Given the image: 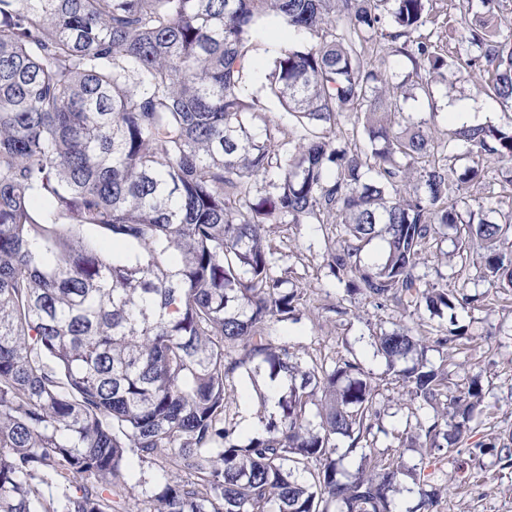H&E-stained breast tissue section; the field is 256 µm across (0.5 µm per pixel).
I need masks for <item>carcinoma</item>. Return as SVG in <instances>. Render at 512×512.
<instances>
[{
  "mask_svg": "<svg viewBox=\"0 0 512 512\" xmlns=\"http://www.w3.org/2000/svg\"><path fill=\"white\" fill-rule=\"evenodd\" d=\"M268 23L317 41L272 47L262 95L247 80ZM428 24L433 0H0V512H127L135 459L171 474L138 512H397L403 492L418 496L407 512H438L469 479L442 461L512 467V438L468 446L481 386L454 396L448 368L424 360L466 335L455 311L476 299L416 272L444 226L462 262L478 255L481 277L512 289V212L458 209L457 156L438 157L426 121L404 113L406 82L382 72L390 53L444 82L476 68L512 108V32L477 15L478 55L450 62L442 38L417 35ZM269 95L288 123L265 119ZM344 112L371 149L336 144ZM452 137L472 161L459 191L484 180L483 161H512V126ZM272 175L276 194L253 200ZM312 220L351 237L324 256L347 294L452 328L380 332L381 373L345 355L298 363L273 331L304 291L284 288L270 236ZM375 238L385 252L368 266ZM261 369L286 390L259 394L262 430L241 441L227 389ZM390 375L435 414L388 430ZM338 436L368 447L351 473Z\"/></svg>",
  "mask_w": 512,
  "mask_h": 512,
  "instance_id": "obj_1",
  "label": "carcinoma"
}]
</instances>
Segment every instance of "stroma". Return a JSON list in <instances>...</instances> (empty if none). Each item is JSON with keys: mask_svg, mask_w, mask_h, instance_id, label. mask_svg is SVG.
Wrapping results in <instances>:
<instances>
[{"mask_svg": "<svg viewBox=\"0 0 512 512\" xmlns=\"http://www.w3.org/2000/svg\"><path fill=\"white\" fill-rule=\"evenodd\" d=\"M436 6L440 13L451 16L448 50L452 53L467 52L466 28L473 12L490 9L502 28H512V0H491L487 6L472 0L468 11L450 9L448 0H436ZM403 106L412 118L426 119L427 131L444 143L457 127L449 117L456 106L469 107L478 124L512 125V111L487 97L476 75L453 68L448 71L447 83L433 86L431 96H409ZM462 200L480 202L492 220L512 211V163L488 160L485 182L471 187ZM344 240L343 230L336 224L278 225L272 244L282 254L281 267L289 271L288 285L306 291L299 321L281 323L278 341L304 362L350 353L366 368L379 372L384 364L374 353L371 336L381 328L393 329L400 314L392 304L379 306L364 296L346 295L323 259L328 247L341 246ZM452 249L445 238L431 243L418 272L424 281L485 297L478 307L456 312L458 323L468 334L451 353L450 371L458 390H466L473 379L482 387L488 414L473 439L487 442L512 434V292H498L478 281L474 266L449 260ZM267 384V374L261 371L236 378L228 389L242 436H252L258 429V394ZM441 508L442 512H512V468L500 469L492 458H485L482 467L473 469L469 484L444 497Z\"/></svg>", "mask_w": 512, "mask_h": 512, "instance_id": "35a3bbf8", "label": "stroma"}]
</instances>
